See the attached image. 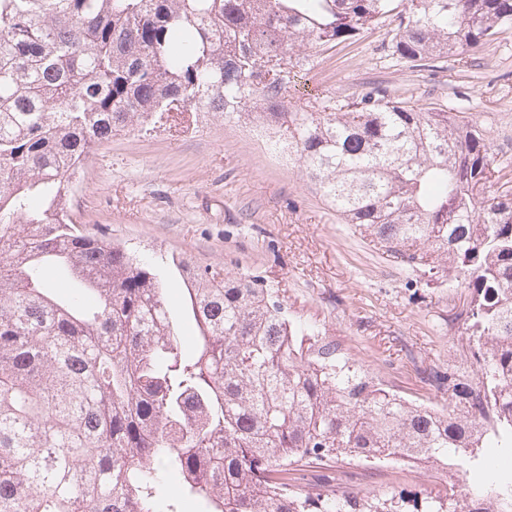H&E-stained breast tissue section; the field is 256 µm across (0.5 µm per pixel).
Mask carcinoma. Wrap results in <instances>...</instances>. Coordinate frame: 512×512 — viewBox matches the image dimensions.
<instances>
[{
    "instance_id": "1",
    "label": "carcinoma",
    "mask_w": 512,
    "mask_h": 512,
    "mask_svg": "<svg viewBox=\"0 0 512 512\" xmlns=\"http://www.w3.org/2000/svg\"><path fill=\"white\" fill-rule=\"evenodd\" d=\"M394 23L435 62L512 28V0H0V512H512V191L481 126L370 88L287 110L313 48ZM261 124L342 223L469 293L465 350L407 400L250 273L172 259L181 340L155 266L78 224L101 144L172 113ZM398 460L445 494L291 483L303 460ZM165 282L167 285V294L171 307L180 316V332L185 341H190L195 334V327L191 320L181 315L182 312V289L181 278L177 269L171 265L165 272Z\"/></svg>"
}]
</instances>
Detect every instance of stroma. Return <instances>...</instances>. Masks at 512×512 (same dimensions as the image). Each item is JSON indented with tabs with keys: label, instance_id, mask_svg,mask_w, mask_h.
Instances as JSON below:
<instances>
[{
	"label": "stroma",
	"instance_id": "35a3bbf8",
	"mask_svg": "<svg viewBox=\"0 0 512 512\" xmlns=\"http://www.w3.org/2000/svg\"><path fill=\"white\" fill-rule=\"evenodd\" d=\"M390 29L385 23L351 45L317 52L312 69L291 74L288 101L315 106L386 88L468 117L512 158V29L433 68L388 57ZM73 210L87 229L141 251L279 282L289 316L318 323L399 395L442 403L428 373L462 351L464 289L444 279L412 284L411 271L379 258L352 225L339 223L297 167L262 149L244 123L171 121L112 138L81 172ZM301 475L314 490L340 484L358 496L446 489L444 476L393 461L343 460Z\"/></svg>",
	"mask_w": 512,
	"mask_h": 512
}]
</instances>
